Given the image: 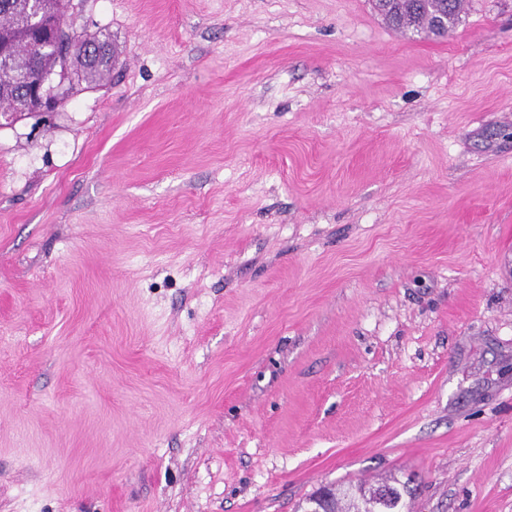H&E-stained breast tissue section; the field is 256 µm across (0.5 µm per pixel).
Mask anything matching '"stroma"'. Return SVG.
Here are the masks:
<instances>
[{"label": "stroma", "instance_id": "1", "mask_svg": "<svg viewBox=\"0 0 512 512\" xmlns=\"http://www.w3.org/2000/svg\"><path fill=\"white\" fill-rule=\"evenodd\" d=\"M0 126V512H512V0H70ZM42 2L41 29L56 42L55 49L43 53L31 54L26 57V67H35L47 72L35 71L27 74L18 70L12 63L14 48L10 45H0V76L11 85L21 83L22 91L37 99L42 109L52 107L55 99L60 95L67 83V67L57 68L61 62L66 63L69 70L68 88H65L62 97L69 96L74 81L85 82L88 85L99 83L105 75L112 70L114 51L109 38L103 34L76 35L72 26L65 20V0H40ZM94 44L100 50L97 56L87 54V45ZM381 0H375L378 2ZM384 9H376L395 30H412L417 34L444 36L462 21L465 0H386ZM448 15V27H440L438 15ZM418 486L415 476H410L403 483L398 481H394V484L382 483L380 486L369 488L368 491L359 488L355 492L351 489V492L348 488L344 492V496L351 495L353 501L349 503L345 512H410V503L416 496ZM383 491H389L391 494V498L387 502L382 499ZM357 492L358 497H356ZM356 498L357 503L355 502ZM405 498H408V501ZM359 500H361V504H359ZM385 509L389 511H383Z\"/></svg>", "mask_w": 512, "mask_h": 512}]
</instances>
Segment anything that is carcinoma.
Segmentation results:
<instances>
[{
    "mask_svg": "<svg viewBox=\"0 0 512 512\" xmlns=\"http://www.w3.org/2000/svg\"><path fill=\"white\" fill-rule=\"evenodd\" d=\"M42 30L56 47L43 53L26 57V66L50 71L65 63L68 66V88L62 98L70 93L69 86L75 82L88 85L99 83L112 70L114 51L109 38L103 34L77 35L65 20L66 0H41ZM29 0H0V42L23 43L31 29L27 25ZM465 0H385L380 14L395 30H412L418 34L430 33L444 36L447 31L460 24ZM94 44L100 53L94 57L87 54V45ZM0 100L19 103L33 112L39 104L26 100L19 88L0 85ZM418 483L410 476L405 482L383 483L368 491L359 488L344 495L356 497L361 503L350 502L345 512H410V501L416 496Z\"/></svg>",
    "mask_w": 512,
    "mask_h": 512,
    "instance_id": "cac0c4a2",
    "label": "carcinoma"
}]
</instances>
